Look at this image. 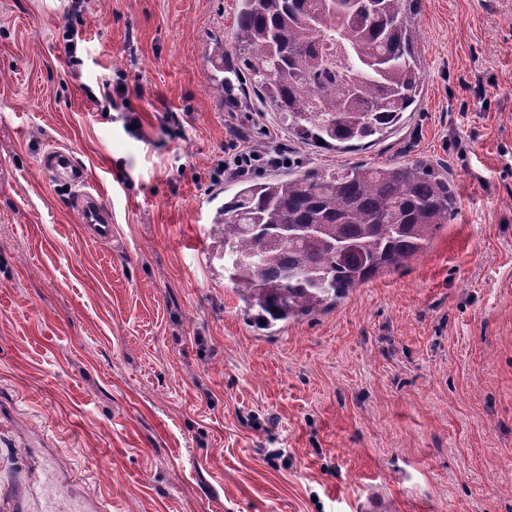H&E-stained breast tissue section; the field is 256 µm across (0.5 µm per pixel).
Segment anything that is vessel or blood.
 <instances>
[{
	"instance_id": "b4317fda",
	"label": "vessel or blood",
	"mask_w": 512,
	"mask_h": 512,
	"mask_svg": "<svg viewBox=\"0 0 512 512\" xmlns=\"http://www.w3.org/2000/svg\"><path fill=\"white\" fill-rule=\"evenodd\" d=\"M39 166L52 181L73 188L72 204L88 237L99 243H110L112 210L99 193L90 191V178L86 168L68 149L60 147L46 150L40 158Z\"/></svg>"
}]
</instances>
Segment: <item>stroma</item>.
I'll return each instance as SVG.
<instances>
[{
  "label": "stroma",
  "mask_w": 512,
  "mask_h": 512,
  "mask_svg": "<svg viewBox=\"0 0 512 512\" xmlns=\"http://www.w3.org/2000/svg\"><path fill=\"white\" fill-rule=\"evenodd\" d=\"M237 12L0 0V512L48 455L100 512H355L373 485L391 512H512V0H422L419 100L345 151L256 117L247 82L218 97L209 46ZM229 118L293 169L422 162L458 211L336 307L257 329L211 230ZM53 146L111 207V243L40 170Z\"/></svg>",
  "instance_id": "1"
}]
</instances>
